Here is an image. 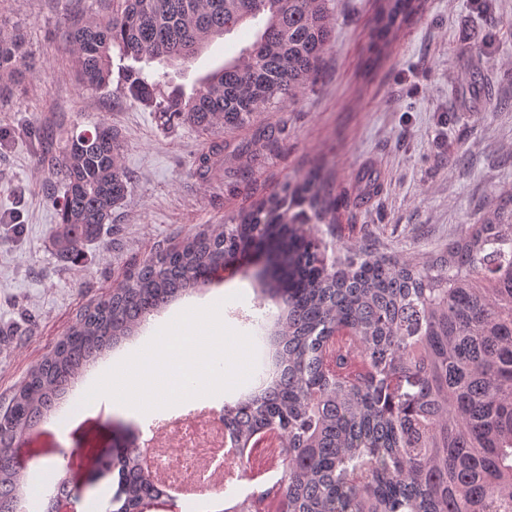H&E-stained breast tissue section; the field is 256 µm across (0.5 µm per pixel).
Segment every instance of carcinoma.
Instances as JSON below:
<instances>
[{"instance_id": "1", "label": "carcinoma", "mask_w": 512, "mask_h": 512, "mask_svg": "<svg viewBox=\"0 0 512 512\" xmlns=\"http://www.w3.org/2000/svg\"><path fill=\"white\" fill-rule=\"evenodd\" d=\"M105 19L65 33L79 82L105 88L112 51L138 63L125 93L169 125L234 132L294 102L317 77L331 45L329 0H108ZM418 0H380L377 54L393 45ZM253 21V42L195 92L164 93L152 64L197 59L219 36ZM19 36L0 26V79L23 74ZM224 146L200 156L206 178ZM54 165L56 256L78 262L129 195L118 130L99 121L62 140ZM342 198L315 172L269 194L212 233L188 235L129 270L85 308L28 373L0 413V512H24L26 434L65 400L77 377L172 300L209 285L234 250L275 242V273L258 282L280 306L275 370L260 393L224 408V428L242 444L278 433L284 512H512V195L500 198L448 247L420 264L355 250L328 263L304 230L336 223ZM112 512H136L165 491L145 474L140 448L112 456Z\"/></svg>"}]
</instances>
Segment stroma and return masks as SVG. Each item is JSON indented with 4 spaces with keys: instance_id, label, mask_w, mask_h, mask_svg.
<instances>
[{
    "instance_id": "obj_1",
    "label": "stroma",
    "mask_w": 512,
    "mask_h": 512,
    "mask_svg": "<svg viewBox=\"0 0 512 512\" xmlns=\"http://www.w3.org/2000/svg\"><path fill=\"white\" fill-rule=\"evenodd\" d=\"M377 0H332L333 42L318 76L299 100L225 133L161 125L122 85L125 61L113 59L112 81L80 85L71 67L65 24L105 17L100 0H0V24L28 52L23 79L0 80V411L29 370L50 352L85 307L117 287L131 264L187 235L227 224L263 197L309 171L322 176L345 205L332 224L309 230L328 259L345 249L424 262L472 223L492 201L512 193V0H421L391 52L368 63ZM245 23L215 39L195 63L154 64L165 91L191 94L200 76L254 39ZM103 121L123 137L121 163L131 176L127 200L87 249L82 264L60 261L51 240L59 222L61 175L43 162L70 131ZM275 142H255L257 127ZM232 148L207 180L194 174L214 143ZM254 268L240 263L188 298L244 288L248 299L224 306L225 325L256 339L259 377L274 368L272 333L278 306L256 293ZM137 421L104 400L68 419L50 415L23 445L29 503L40 505L54 479L47 464L79 488L77 512H108L116 489L98 461L139 434ZM78 459H70L71 450ZM282 471L254 449L246 478L203 497L207 512L262 499Z\"/></svg>"
}]
</instances>
